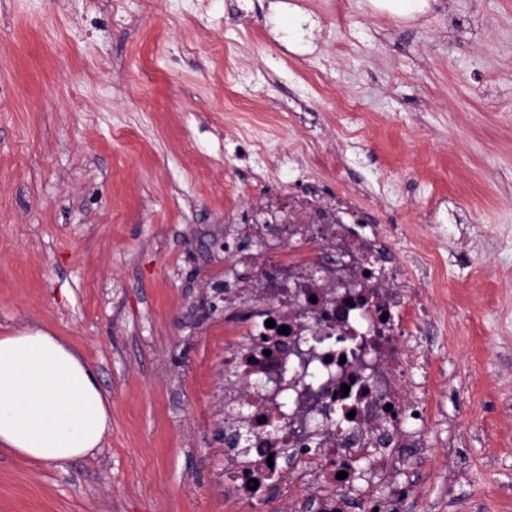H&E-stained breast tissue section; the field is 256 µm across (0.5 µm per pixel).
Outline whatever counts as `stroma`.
<instances>
[{"mask_svg":"<svg viewBox=\"0 0 512 512\" xmlns=\"http://www.w3.org/2000/svg\"><path fill=\"white\" fill-rule=\"evenodd\" d=\"M250 3L0 0V334L64 337L112 404L96 456L0 451V512H227L208 303L245 113L281 188L359 194L435 260L440 453L397 472L404 512H512V0Z\"/></svg>","mask_w":512,"mask_h":512,"instance_id":"1","label":"stroma"}]
</instances>
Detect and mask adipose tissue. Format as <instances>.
Wrapping results in <instances>:
<instances>
[{
    "label": "adipose tissue",
    "mask_w": 512,
    "mask_h": 512,
    "mask_svg": "<svg viewBox=\"0 0 512 512\" xmlns=\"http://www.w3.org/2000/svg\"><path fill=\"white\" fill-rule=\"evenodd\" d=\"M112 429L93 366L40 327L0 336V447L48 465L95 455Z\"/></svg>",
    "instance_id": "obj_1"
}]
</instances>
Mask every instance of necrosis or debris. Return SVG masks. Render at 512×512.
<instances>
[{
	"label": "necrosis or debris",
	"instance_id": "obj_1",
	"mask_svg": "<svg viewBox=\"0 0 512 512\" xmlns=\"http://www.w3.org/2000/svg\"><path fill=\"white\" fill-rule=\"evenodd\" d=\"M285 201L257 228L263 264L228 247L234 265L261 273L224 287V432L244 437L224 447V500L274 492L290 512H358L357 480L439 453L410 399L411 329L432 315L355 203Z\"/></svg>",
	"mask_w": 512,
	"mask_h": 512
}]
</instances>
